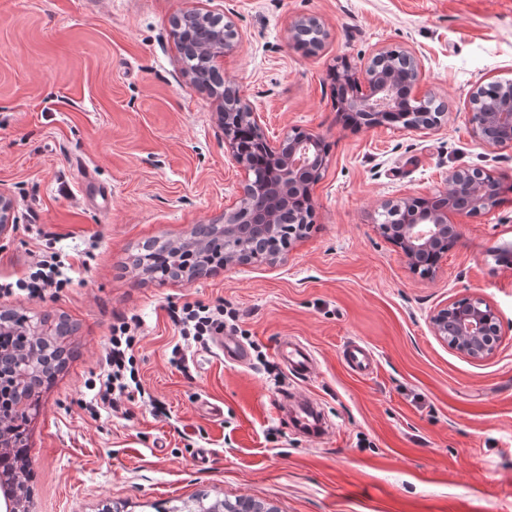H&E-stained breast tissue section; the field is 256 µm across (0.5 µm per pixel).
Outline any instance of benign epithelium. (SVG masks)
I'll use <instances>...</instances> for the list:
<instances>
[{
    "label": "benign epithelium",
    "instance_id": "7a95c632",
    "mask_svg": "<svg viewBox=\"0 0 512 512\" xmlns=\"http://www.w3.org/2000/svg\"><path fill=\"white\" fill-rule=\"evenodd\" d=\"M215 15L211 13L186 12L173 19V25L194 21L207 25ZM320 28L314 17L301 18L291 28L292 39L309 35ZM238 33L232 25H221L214 41L208 48L210 72L213 79L222 84L223 76L217 67L218 59L236 46ZM398 58L397 66L418 79L420 64L416 55L408 50L380 49L368 61L362 74L349 75L351 99L346 106L351 108L360 124L372 128L385 125L384 117L398 105L395 90L388 78L379 74V63L388 56ZM496 106L488 110L481 107L486 87L479 85L470 95L468 122L472 137L487 147H500L512 143V83L494 86ZM227 93L234 97L240 108L243 122L248 124L265 147L275 179L256 188L252 179L249 161L236 148L233 129L224 128V141L233 160L243 169L242 192L231 208L224 210V236L212 239L211 247L224 251V268L245 264L254 257H263L268 264L282 260L299 238L302 230L288 229L283 233L275 223V207L288 202L290 194L311 187L319 181L327 164L326 156L318 160L310 158L312 147L322 138L306 132L296 140L293 133H286L278 142H270L262 129L260 114L253 111L233 87ZM443 112H421L418 122L410 125L416 130L432 129L442 123ZM493 176L477 169L458 168L448 173V186L425 198L426 210L406 213L402 224H380L383 237L394 243L405 256L410 268L417 272L429 258L438 263L448 253V238L459 237L454 216H471L491 206L487 183ZM14 203L5 192L0 191V240L7 238L15 229ZM486 302L479 296L464 297L450 302L433 312L430 323L434 335L450 342V347L472 360H482L497 348L502 336L499 321L485 312ZM19 361L12 348L0 349V388L10 392L11 383L17 373ZM25 488L16 484L6 487L0 512H20L19 500Z\"/></svg>",
    "mask_w": 512,
    "mask_h": 512
}]
</instances>
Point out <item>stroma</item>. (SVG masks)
Listing matches in <instances>:
<instances>
[{"mask_svg": "<svg viewBox=\"0 0 512 512\" xmlns=\"http://www.w3.org/2000/svg\"><path fill=\"white\" fill-rule=\"evenodd\" d=\"M192 10L238 30L224 82L260 113L266 138L299 128L330 150L311 189L315 225L284 260L161 285L124 270L131 252L214 222L243 181L217 101L181 60L173 19ZM311 16L327 36L307 53L290 29ZM386 47L416 54L413 96L447 102L440 126L345 125L330 70L364 68ZM507 82L512 0H0V190L17 221L0 241V279L22 275L32 252L97 245L58 297H0V308L77 327L30 418L28 512H183L201 493L272 512H512V265L500 260L512 253V194L459 218L458 243L428 278L377 229L383 203L432 196L452 169L512 183V145L483 146L467 117L475 86ZM88 170L111 189L109 205L84 190ZM474 294L503 331L481 361L430 324ZM219 299L238 311L243 344L269 354L301 337L317 371L301 380L280 364L271 378L212 345L189 347L181 373L170 307ZM131 316L145 396L127 413L90 416L79 405L92 396L86 382L113 322ZM351 341L372 349L370 377L344 365ZM283 390L316 398L334 432L291 428L276 409Z\"/></svg>", "mask_w": 512, "mask_h": 512, "instance_id": "35a3bbf8", "label": "stroma"}]
</instances>
